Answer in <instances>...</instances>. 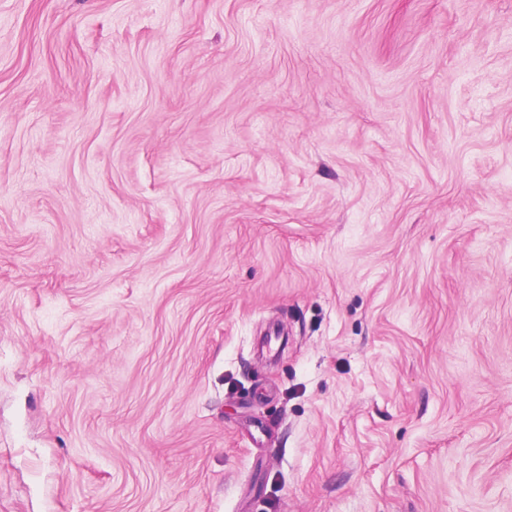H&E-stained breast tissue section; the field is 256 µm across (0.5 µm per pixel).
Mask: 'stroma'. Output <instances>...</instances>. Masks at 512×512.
I'll list each match as a JSON object with an SVG mask.
<instances>
[{
  "instance_id": "stroma-1",
  "label": "stroma",
  "mask_w": 512,
  "mask_h": 512,
  "mask_svg": "<svg viewBox=\"0 0 512 512\" xmlns=\"http://www.w3.org/2000/svg\"><path fill=\"white\" fill-rule=\"evenodd\" d=\"M0 512H512V0H0Z\"/></svg>"
}]
</instances>
